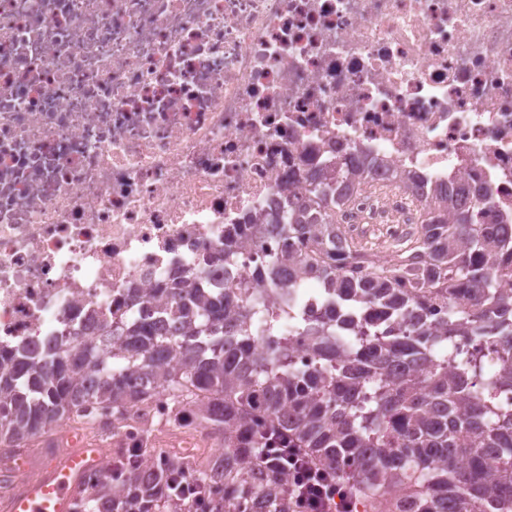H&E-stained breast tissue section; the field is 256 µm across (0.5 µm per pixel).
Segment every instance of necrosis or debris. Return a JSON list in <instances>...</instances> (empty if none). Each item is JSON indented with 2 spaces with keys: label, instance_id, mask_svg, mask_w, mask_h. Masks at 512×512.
Listing matches in <instances>:
<instances>
[{
  "label": "necrosis or debris",
  "instance_id": "obj_1",
  "mask_svg": "<svg viewBox=\"0 0 512 512\" xmlns=\"http://www.w3.org/2000/svg\"><path fill=\"white\" fill-rule=\"evenodd\" d=\"M364 160L347 238L402 239L458 186L512 237V0H0V349L94 335L177 270L268 298L281 241L229 272L225 225ZM157 426L182 430L133 408L116 453Z\"/></svg>",
  "mask_w": 512,
  "mask_h": 512
}]
</instances>
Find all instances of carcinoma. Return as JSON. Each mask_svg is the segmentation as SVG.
I'll use <instances>...</instances> for the list:
<instances>
[{
    "label": "carcinoma",
    "mask_w": 512,
    "mask_h": 512,
    "mask_svg": "<svg viewBox=\"0 0 512 512\" xmlns=\"http://www.w3.org/2000/svg\"><path fill=\"white\" fill-rule=\"evenodd\" d=\"M334 185L335 173L316 171L288 222L224 229L228 265L247 235L312 242L257 273L293 312L292 333L247 292L178 271L153 291L157 318H104L96 335L44 354L0 350V442L163 397L171 419L223 438L222 455L188 475L176 457L135 448L86 512H188L186 480L221 512H291L288 470L268 459L278 442L352 483L363 512H512V293L499 288L512 280V241L473 223L450 192L428 203L448 219L420 225L392 260L353 243L332 265L339 226L320 207ZM310 280L323 291L313 315L297 291Z\"/></svg>",
    "instance_id": "obj_1"
}]
</instances>
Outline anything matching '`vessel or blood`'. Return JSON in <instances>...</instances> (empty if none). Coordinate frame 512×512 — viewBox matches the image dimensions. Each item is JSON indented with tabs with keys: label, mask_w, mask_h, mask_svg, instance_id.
<instances>
[{
	"label": "vessel or blood",
	"mask_w": 512,
	"mask_h": 512,
	"mask_svg": "<svg viewBox=\"0 0 512 512\" xmlns=\"http://www.w3.org/2000/svg\"><path fill=\"white\" fill-rule=\"evenodd\" d=\"M101 462V444L87 441L36 471L25 459H18L9 472L14 490L0 502V512H75L74 504L86 478Z\"/></svg>",
	"instance_id": "vessel-or-blood-1"
}]
</instances>
